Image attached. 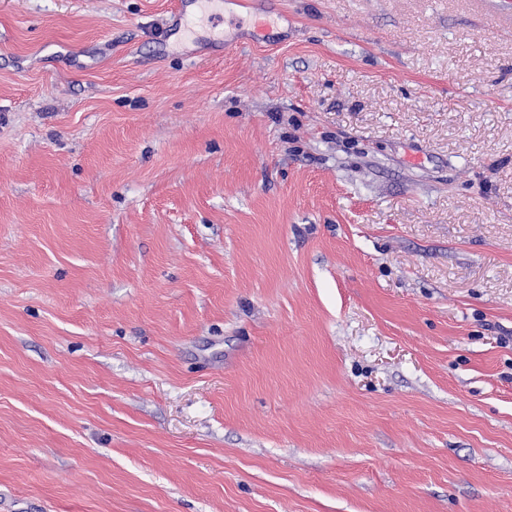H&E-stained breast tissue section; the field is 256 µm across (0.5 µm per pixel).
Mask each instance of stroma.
Here are the masks:
<instances>
[{"instance_id":"1","label":"stroma","mask_w":512,"mask_h":512,"mask_svg":"<svg viewBox=\"0 0 512 512\" xmlns=\"http://www.w3.org/2000/svg\"><path fill=\"white\" fill-rule=\"evenodd\" d=\"M0 0V512H512V0Z\"/></svg>"}]
</instances>
